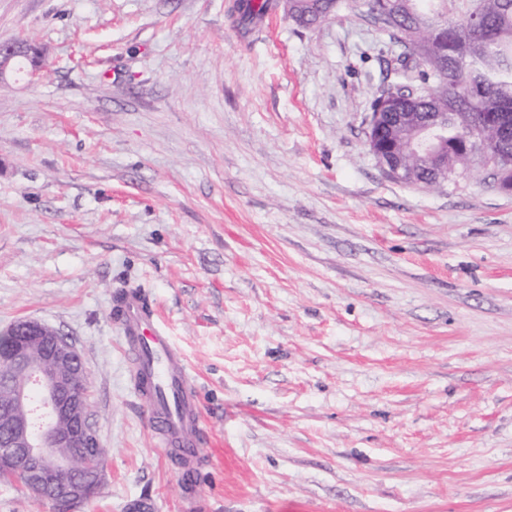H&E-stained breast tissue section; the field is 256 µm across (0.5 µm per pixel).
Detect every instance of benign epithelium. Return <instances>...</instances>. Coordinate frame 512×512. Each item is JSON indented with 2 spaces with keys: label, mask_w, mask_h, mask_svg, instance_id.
I'll return each instance as SVG.
<instances>
[{
  "label": "benign epithelium",
  "mask_w": 512,
  "mask_h": 512,
  "mask_svg": "<svg viewBox=\"0 0 512 512\" xmlns=\"http://www.w3.org/2000/svg\"><path fill=\"white\" fill-rule=\"evenodd\" d=\"M46 55L31 40L0 41V82L23 75L33 81L45 71ZM395 98L384 101L382 111L368 113L367 143L382 170L404 183L415 182L403 150L414 145L430 153L420 132L402 141L381 139V128L405 129L411 113L402 111ZM16 336L9 359L11 399L0 404V481L19 469L27 475L25 488L35 499L54 506L79 505L100 488L106 455L89 421L87 403L89 376L76 347L50 326L32 319L13 325ZM46 391V430L35 428L34 411L28 401L33 383ZM58 448H81L84 464L76 467L60 456Z\"/></svg>",
  "instance_id": "7a95c632"
}]
</instances>
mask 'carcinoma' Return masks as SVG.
<instances>
[{
	"label": "carcinoma",
	"mask_w": 512,
	"mask_h": 512,
	"mask_svg": "<svg viewBox=\"0 0 512 512\" xmlns=\"http://www.w3.org/2000/svg\"><path fill=\"white\" fill-rule=\"evenodd\" d=\"M278 6L277 0H245L242 17L255 24ZM476 6L481 27L472 32L468 18ZM343 9L366 21L380 10L392 18L377 29L399 52L385 61L370 111H379L385 97L407 96L404 111L413 113L414 125L422 126L428 118L448 122L450 175L458 165L475 163L492 172L512 163V135L480 123L481 113L493 108L502 113L503 126L512 127V0H314L297 4L289 18L309 28ZM439 26L457 33V48L446 49L431 39L432 29ZM464 139L476 145L475 154L454 150ZM409 164L430 186L433 160L412 153Z\"/></svg>",
	"instance_id": "1"
}]
</instances>
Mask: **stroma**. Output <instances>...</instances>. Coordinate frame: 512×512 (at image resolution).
Here are the masks:
<instances>
[{"mask_svg":"<svg viewBox=\"0 0 512 512\" xmlns=\"http://www.w3.org/2000/svg\"><path fill=\"white\" fill-rule=\"evenodd\" d=\"M231 2L0 0V40L48 54L0 88V332L45 323L88 370L107 470L77 512H185L123 288L189 365L200 512H512V192L383 172L372 24Z\"/></svg>","mask_w":512,"mask_h":512,"instance_id":"obj_1","label":"stroma"}]
</instances>
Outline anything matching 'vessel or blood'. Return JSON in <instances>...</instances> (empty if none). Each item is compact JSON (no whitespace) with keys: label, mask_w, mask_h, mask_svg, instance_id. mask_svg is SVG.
Returning a JSON list of instances; mask_svg holds the SVG:
<instances>
[{"label":"vessel or blood","mask_w":512,"mask_h":512,"mask_svg":"<svg viewBox=\"0 0 512 512\" xmlns=\"http://www.w3.org/2000/svg\"><path fill=\"white\" fill-rule=\"evenodd\" d=\"M113 320L134 355L133 368L140 379L135 390L156 448L179 454L185 475L196 479L204 462L201 408L182 352L141 292L129 291L117 300Z\"/></svg>","instance_id":"b4317fda"}]
</instances>
